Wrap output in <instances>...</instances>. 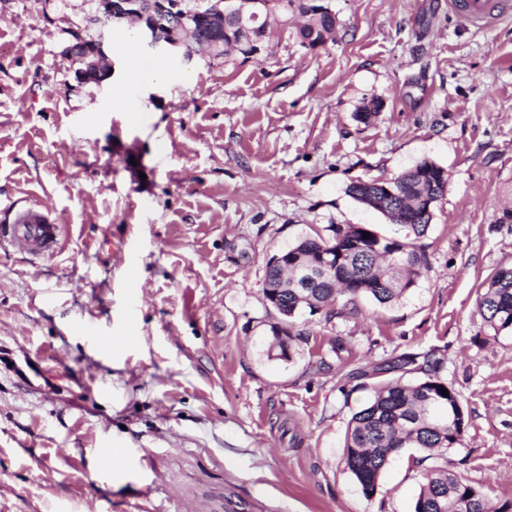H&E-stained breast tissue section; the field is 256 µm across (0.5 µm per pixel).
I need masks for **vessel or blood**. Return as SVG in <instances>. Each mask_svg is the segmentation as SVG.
<instances>
[{"mask_svg": "<svg viewBox=\"0 0 512 512\" xmlns=\"http://www.w3.org/2000/svg\"><path fill=\"white\" fill-rule=\"evenodd\" d=\"M462 16L476 26L494 17L512 14V0H460ZM61 227L50 221L46 210L28 207L15 214L12 223L0 224V246L37 256L52 255L60 248Z\"/></svg>", "mask_w": 512, "mask_h": 512, "instance_id": "b4317fda", "label": "vessel or blood"}]
</instances>
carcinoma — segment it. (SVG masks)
Here are the masks:
<instances>
[{
  "mask_svg": "<svg viewBox=\"0 0 512 512\" xmlns=\"http://www.w3.org/2000/svg\"><path fill=\"white\" fill-rule=\"evenodd\" d=\"M270 6L258 22L245 25L224 18V0H212L207 17L189 16L186 29L171 12L155 8L147 15L163 31L177 29L185 43L184 57L214 47V56L234 51L243 59L252 58L256 46L269 47L272 27L291 29L303 47L325 45L339 24L334 11L322 9L320 0H267ZM397 182L400 198L387 202L380 211L390 223L404 231L402 236H387L365 224H330L326 234L300 239L288 248V262L266 264L264 286L280 290V300L288 312L309 309V314L328 310L338 297L356 305L361 299L385 307L399 301L427 270V258L419 241L427 234L433 212L426 211L423 196L433 202L444 197L448 185L443 167L428 160L400 173ZM378 179L359 180L347 193L363 205L383 193ZM369 233L363 238V233ZM336 252V264L322 270L315 261L321 252ZM479 309L495 333L512 332V266L500 268L481 285ZM441 360L433 351L407 353L396 361L379 366L373 373L401 371L403 375L383 380L373 388L371 399L350 420L345 441V464L364 495L372 497L389 459L409 445L421 449L423 463L439 458L460 444L465 417L455 390L440 375ZM412 379H404L406 375ZM448 395H442L440 388ZM454 411L445 421L425 416L428 407ZM448 497L457 504L454 512H512V502L489 509L490 501L479 488L464 483L442 466L423 473V483L414 512H438V502Z\"/></svg>",
  "mask_w": 512,
  "mask_h": 512,
  "instance_id": "carcinoma-1",
  "label": "carcinoma"
}]
</instances>
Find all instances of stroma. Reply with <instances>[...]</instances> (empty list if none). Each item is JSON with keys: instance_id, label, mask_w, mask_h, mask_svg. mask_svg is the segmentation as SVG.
<instances>
[{"instance_id": "obj_1", "label": "stroma", "mask_w": 512, "mask_h": 512, "mask_svg": "<svg viewBox=\"0 0 512 512\" xmlns=\"http://www.w3.org/2000/svg\"><path fill=\"white\" fill-rule=\"evenodd\" d=\"M326 2L325 46L282 32L245 61L147 47L97 0H0V203L64 227L55 255L0 249V512H413L419 449L369 498L345 466L371 395L348 374L431 349L466 424L439 465L512 500V334L478 306L512 265V19ZM78 40L102 44L107 80H79ZM160 58L162 80H129ZM425 159L448 189L417 285L295 319L304 341L268 357V259L330 224L395 232L347 187ZM106 448L129 465L104 470Z\"/></svg>"}]
</instances>
